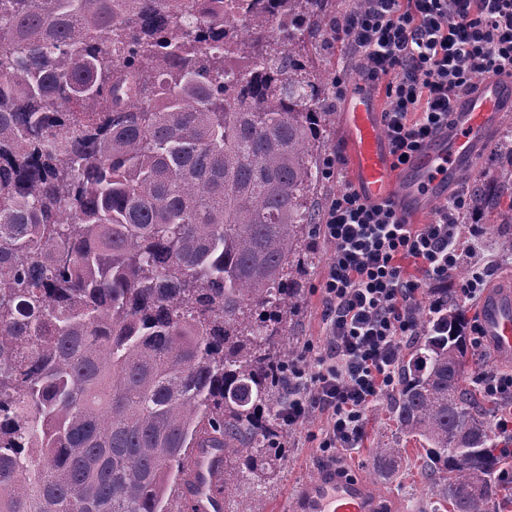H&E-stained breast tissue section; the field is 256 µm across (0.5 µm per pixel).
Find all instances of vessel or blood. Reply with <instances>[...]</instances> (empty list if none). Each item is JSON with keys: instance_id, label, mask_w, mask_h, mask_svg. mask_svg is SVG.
Segmentation results:
<instances>
[{"instance_id": "b4317fda", "label": "vessel or blood", "mask_w": 512, "mask_h": 512, "mask_svg": "<svg viewBox=\"0 0 512 512\" xmlns=\"http://www.w3.org/2000/svg\"><path fill=\"white\" fill-rule=\"evenodd\" d=\"M511 110L512 83L496 76L484 78L455 112L450 128L395 170L381 112L366 93L354 91L344 120L354 186L368 200L389 202L406 222H413L434 202L447 198L461 168L473 159L476 146L489 143L504 113ZM481 326L494 356L512 360L511 287L487 291L481 306ZM176 495L182 512H225L223 449H191L190 466ZM289 512H381V507L364 481L327 470L302 488Z\"/></svg>"}]
</instances>
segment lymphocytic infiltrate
Wrapping results in <instances>:
<instances>
[{
    "mask_svg": "<svg viewBox=\"0 0 512 512\" xmlns=\"http://www.w3.org/2000/svg\"><path fill=\"white\" fill-rule=\"evenodd\" d=\"M336 36L363 62L366 84L383 87L382 119L394 165L411 160L486 75L512 79V0H358ZM470 191L446 200L427 224L406 223L388 204L353 186L329 200L319 226L332 248L320 283L324 347L280 414L284 425L312 413L328 422L314 439L323 456L361 443L368 409L397 386L399 354L416 333L420 282H442L461 262L455 241L473 212ZM423 279V280H424ZM471 382L485 396L512 403V372L490 366L478 316L468 320Z\"/></svg>",
    "mask_w": 512,
    "mask_h": 512,
    "instance_id": "lymphocytic-infiltrate-1",
    "label": "lymphocytic infiltrate"
}]
</instances>
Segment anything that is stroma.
Returning <instances> with one entry per match:
<instances>
[{
  "instance_id": "obj_1",
  "label": "stroma",
  "mask_w": 512,
  "mask_h": 512,
  "mask_svg": "<svg viewBox=\"0 0 512 512\" xmlns=\"http://www.w3.org/2000/svg\"><path fill=\"white\" fill-rule=\"evenodd\" d=\"M307 49L308 58L315 69L326 72L330 78L341 77L345 80L342 92L332 94L326 102L334 121L323 134V150L346 155L343 115L349 93L362 80L360 58L333 35L322 32L308 38ZM505 144L512 146V115L502 119L493 140L477 153L475 163L461 171L458 187L476 188L487 182L501 160V147ZM475 223L484 232V247L476 253L463 250V260L453 274L451 287H458L477 265L492 266L493 280L512 279V255L501 252L497 247V230L501 225H512V209L505 207L479 217L464 216L459 226L460 234H467ZM313 244L321 260L308 269L302 307L298 315L289 321L287 328L289 335L297 338L301 344L299 361L309 365L315 361L316 347L323 343L319 284L331 257V250L322 238H314ZM325 421V415L316 412L305 422L284 427L285 446L277 469L242 480L228 500V512H247L248 507L257 500L263 501L265 512H285L299 487L331 465L321 457L309 439L310 434L323 428ZM394 432L390 399L385 396L367 411V430L361 447L338 455L332 465L367 483L380 501L382 512H434L435 497L424 477L425 452L420 445L412 442L407 444L396 473L386 474L377 469L374 452L380 444L390 441Z\"/></svg>"
}]
</instances>
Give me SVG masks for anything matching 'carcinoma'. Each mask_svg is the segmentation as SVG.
Segmentation results:
<instances>
[{
    "label": "carcinoma",
    "instance_id": "obj_1",
    "mask_svg": "<svg viewBox=\"0 0 512 512\" xmlns=\"http://www.w3.org/2000/svg\"><path fill=\"white\" fill-rule=\"evenodd\" d=\"M270 2L0 0V512H171L191 448L236 447L226 494L277 465L329 84L304 34L333 23ZM431 297L392 419L486 512L507 454Z\"/></svg>",
    "mask_w": 512,
    "mask_h": 512
}]
</instances>
